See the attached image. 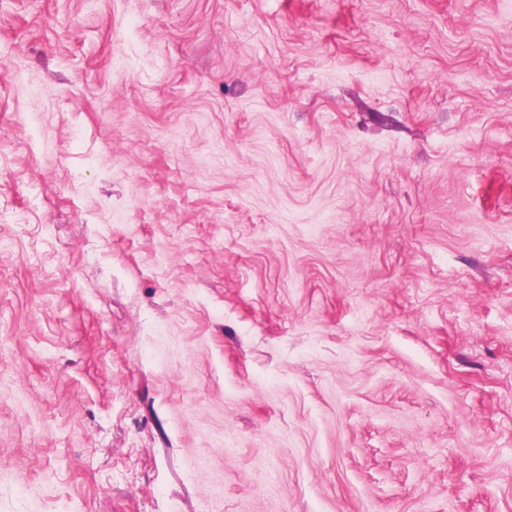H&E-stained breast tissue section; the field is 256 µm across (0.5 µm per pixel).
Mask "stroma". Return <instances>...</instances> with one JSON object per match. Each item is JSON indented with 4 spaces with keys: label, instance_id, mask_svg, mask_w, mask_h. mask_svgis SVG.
<instances>
[{
    "label": "stroma",
    "instance_id": "35a3bbf8",
    "mask_svg": "<svg viewBox=\"0 0 512 512\" xmlns=\"http://www.w3.org/2000/svg\"><path fill=\"white\" fill-rule=\"evenodd\" d=\"M0 512H512V0H0Z\"/></svg>",
    "mask_w": 512,
    "mask_h": 512
}]
</instances>
